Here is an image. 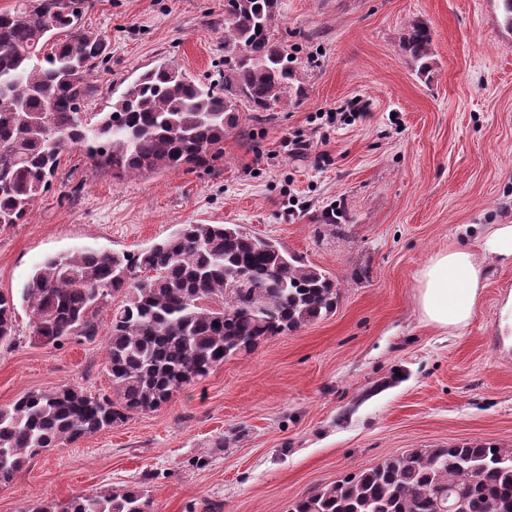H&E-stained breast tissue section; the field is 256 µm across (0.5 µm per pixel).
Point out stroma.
<instances>
[{"mask_svg":"<svg viewBox=\"0 0 512 512\" xmlns=\"http://www.w3.org/2000/svg\"><path fill=\"white\" fill-rule=\"evenodd\" d=\"M83 24L109 44L86 109L172 60L224 75V0H90ZM490 0H280L276 39L299 89L272 111L241 110L207 168L124 179L84 150L63 153L23 223L0 227V291L16 302L0 343V407L72 383L108 394L104 336L44 345L21 300L45 258L85 247L135 252L182 224H243L328 271L334 313L262 341L159 408L48 448L0 485V512L136 486L152 512H286L292 501L410 448L512 445V261L485 257L469 325L427 324L418 273L488 225L512 224V38ZM414 21L433 33L419 74L400 49ZM363 116L328 122L352 101ZM310 140L302 155L294 137Z\"/></svg>","mask_w":512,"mask_h":512,"instance_id":"35a3bbf8","label":"stroma"}]
</instances>
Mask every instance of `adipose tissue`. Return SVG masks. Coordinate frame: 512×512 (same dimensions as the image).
<instances>
[{
	"label": "adipose tissue",
	"mask_w": 512,
	"mask_h": 512,
	"mask_svg": "<svg viewBox=\"0 0 512 512\" xmlns=\"http://www.w3.org/2000/svg\"><path fill=\"white\" fill-rule=\"evenodd\" d=\"M485 268L464 244L434 254L418 274L417 302L423 318L441 328L470 322L484 286Z\"/></svg>",
	"instance_id": "adipose-tissue-1"
}]
</instances>
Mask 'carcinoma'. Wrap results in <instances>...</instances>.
Listing matches in <instances>:
<instances>
[{"label": "carcinoma", "mask_w": 512, "mask_h": 512, "mask_svg": "<svg viewBox=\"0 0 512 512\" xmlns=\"http://www.w3.org/2000/svg\"><path fill=\"white\" fill-rule=\"evenodd\" d=\"M29 0L0 12V226L21 223L58 173L61 155L84 149L122 179L208 167L221 155L239 107L269 112L298 81L295 60L275 40L280 0H224V80L203 85L162 62L127 85L108 110L83 111L108 44L81 28L60 0ZM67 40H53L59 32ZM401 50L425 74L432 33L421 22ZM50 111L53 135L33 127ZM121 292L106 331L113 394L73 384L30 392L0 408V483L28 457L72 444L155 409L224 361L268 337L295 332L336 309L339 284L280 242L241 224H182L136 253L86 248L46 259L23 290L34 338L45 345L98 335L99 305ZM13 297L0 293V341L14 333ZM512 512V448L493 442L412 448L349 473L288 505L285 512ZM142 490L77 495L31 512H149Z\"/></svg>", "instance_id": "1"}]
</instances>
